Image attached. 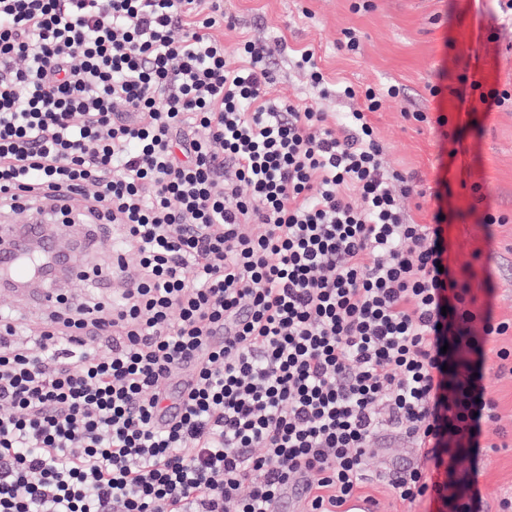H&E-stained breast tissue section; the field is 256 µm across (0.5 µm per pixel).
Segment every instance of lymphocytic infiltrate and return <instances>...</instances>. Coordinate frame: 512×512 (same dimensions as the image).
Here are the masks:
<instances>
[{
	"label": "lymphocytic infiltrate",
	"mask_w": 512,
	"mask_h": 512,
	"mask_svg": "<svg viewBox=\"0 0 512 512\" xmlns=\"http://www.w3.org/2000/svg\"><path fill=\"white\" fill-rule=\"evenodd\" d=\"M222 20L219 0H0V208L75 192L124 246L112 304L25 337L0 312V512H274L297 477L303 512H341L385 430L420 450L401 501L473 512L460 465L512 321L449 267L444 208L407 218L368 118L399 87L332 126L271 97L270 50H225Z\"/></svg>",
	"instance_id": "f902f5d3"
}]
</instances>
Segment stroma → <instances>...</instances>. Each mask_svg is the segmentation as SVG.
<instances>
[{
    "label": "stroma",
    "instance_id": "stroma-1",
    "mask_svg": "<svg viewBox=\"0 0 512 512\" xmlns=\"http://www.w3.org/2000/svg\"><path fill=\"white\" fill-rule=\"evenodd\" d=\"M235 27L217 26L225 49L245 39L274 48L275 82L271 94L302 106H315L332 118L364 106L363 97L309 94L307 77L292 63L295 50L312 49L330 82L362 90L398 86L369 119L385 147L387 168L412 175L416 196L405 201L410 220L428 224L437 206L448 208V257L454 267L473 274L479 304L490 305L499 320H512V108H492L483 94L512 86V20L496 0H223ZM355 32L357 51L344 48L346 32ZM425 113V121L414 113ZM446 125H438V117ZM499 217L486 226L485 215ZM111 252L76 253L78 278L62 295L81 301H106L110 291L96 280ZM493 293H485V281ZM487 384L499 403L500 420L484 426L493 447L479 458L475 481L485 512H495L499 496L512 488V447H499V430L512 431V377L496 373V357L486 356ZM384 445L367 461L363 492L380 512H436L434 505H409L380 483L386 463L410 447L387 432Z\"/></svg>",
    "mask_w": 512,
    "mask_h": 512
}]
</instances>
